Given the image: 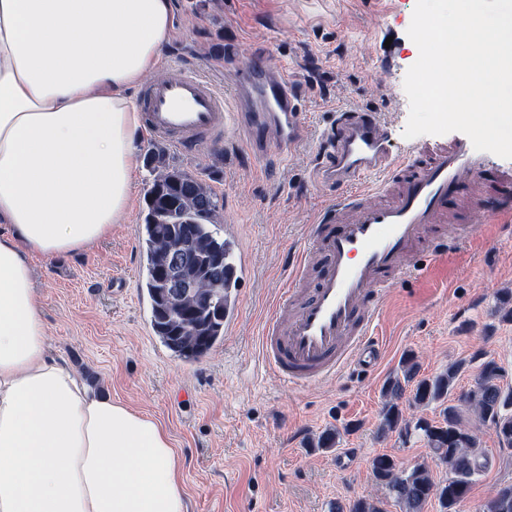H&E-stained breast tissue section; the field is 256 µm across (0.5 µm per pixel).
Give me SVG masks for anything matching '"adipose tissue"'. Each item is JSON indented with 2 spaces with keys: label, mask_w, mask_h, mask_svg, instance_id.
Instances as JSON below:
<instances>
[{
  "label": "adipose tissue",
  "mask_w": 512,
  "mask_h": 512,
  "mask_svg": "<svg viewBox=\"0 0 512 512\" xmlns=\"http://www.w3.org/2000/svg\"><path fill=\"white\" fill-rule=\"evenodd\" d=\"M177 0H0V512H189L172 439L50 344L32 257L126 215Z\"/></svg>",
  "instance_id": "adipose-tissue-1"
}]
</instances>
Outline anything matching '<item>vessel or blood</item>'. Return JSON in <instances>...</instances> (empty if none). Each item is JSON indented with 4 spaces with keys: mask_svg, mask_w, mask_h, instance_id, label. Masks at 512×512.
Returning a JSON list of instances; mask_svg holds the SVG:
<instances>
[{
    "mask_svg": "<svg viewBox=\"0 0 512 512\" xmlns=\"http://www.w3.org/2000/svg\"><path fill=\"white\" fill-rule=\"evenodd\" d=\"M244 77L260 111L230 109L207 79L181 69L150 82L141 100L147 132L185 148L219 138L235 124L246 129L255 158L292 151L304 136L306 114L288 78L259 62L248 63ZM326 139L319 174L342 192L310 226L261 336L265 364L296 386L348 367L368 372L378 365L382 352L372 330L384 293L414 271L420 251L447 247L441 226L473 181L495 190L477 203L487 222L512 220V171L490 168L465 141L418 147L396 158L377 113L348 108L337 110ZM224 241L229 330L240 318L239 290L248 271L233 235Z\"/></svg>",
    "mask_w": 512,
    "mask_h": 512,
    "instance_id": "vessel-or-blood-1",
    "label": "vessel or blood"
}]
</instances>
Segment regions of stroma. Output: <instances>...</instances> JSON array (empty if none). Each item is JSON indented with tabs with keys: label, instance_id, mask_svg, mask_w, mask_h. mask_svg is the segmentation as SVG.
I'll use <instances>...</instances> for the list:
<instances>
[{
	"label": "stroma",
	"instance_id": "stroma-1",
	"mask_svg": "<svg viewBox=\"0 0 512 512\" xmlns=\"http://www.w3.org/2000/svg\"><path fill=\"white\" fill-rule=\"evenodd\" d=\"M416 0H181L163 50L167 66L195 71L219 91L237 95L246 62L264 58L284 70L303 97L306 140L292 155L259 163L246 135L179 149L140 132L134 197L122 223L89 251L31 261L46 333L62 355L132 409L149 414L176 448L189 512H331L339 501L381 500L371 462L380 454L401 466L429 462L418 436L378 435L382 387L406 353L422 375L466 360L459 389L478 378L482 351L512 386V322L498 298L512 290V223L485 224L477 210L449 221L445 254L420 259L382 301L375 332L383 360L372 373L350 369L311 386H293L269 370L259 338L308 227L330 199L318 174L317 148L333 115L330 104L380 114L393 154L435 143L404 138L409 100L404 78L419 51L408 37ZM163 148L166 161L205 181L218 204V224L235 226L250 260L240 293L242 317L196 361L175 357L154 334L144 287L146 254L139 229L153 174L145 156ZM340 432L337 447L315 448L321 431ZM488 469L458 512H481L490 491L512 482V448L479 424Z\"/></svg>",
	"mask_w": 512,
	"mask_h": 512
}]
</instances>
